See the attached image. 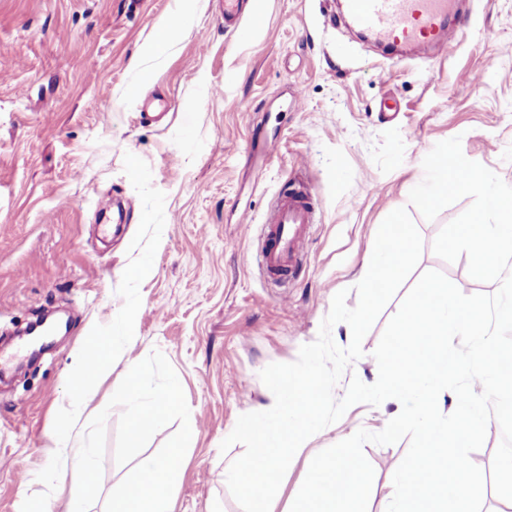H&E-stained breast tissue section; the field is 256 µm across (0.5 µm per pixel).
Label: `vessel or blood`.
I'll return each mask as SVG.
<instances>
[{"instance_id":"b4317fda","label":"vessel or blood","mask_w":512,"mask_h":512,"mask_svg":"<svg viewBox=\"0 0 512 512\" xmlns=\"http://www.w3.org/2000/svg\"><path fill=\"white\" fill-rule=\"evenodd\" d=\"M462 0H344L350 25L375 45L402 55L410 51L446 52L461 36ZM167 112L163 97L145 99L139 119L156 123ZM315 222L310 194L288 189L280 193L263 226L257 259L273 281L294 277L304 258L309 230Z\"/></svg>"}]
</instances>
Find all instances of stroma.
I'll return each mask as SVG.
<instances>
[{"mask_svg":"<svg viewBox=\"0 0 512 512\" xmlns=\"http://www.w3.org/2000/svg\"><path fill=\"white\" fill-rule=\"evenodd\" d=\"M252 11L228 30L216 0H0V334L45 309L70 314L50 352L0 382V512L75 494L71 460L47 456L45 436L80 441L129 361L155 350L190 409L174 512H242L226 473L244 447L220 445L240 415L273 406L260 371L316 340L335 294L356 306L384 218L407 208L423 250L349 374L377 380L373 352L419 273L470 280L467 257L432 250L470 198L428 220L409 193L424 178L418 141L455 136L512 185V0H471L463 38L428 60L383 58L351 36L336 0H254ZM172 16L179 29L159 43ZM151 93L169 103L158 125L137 118ZM386 99L395 111H382ZM297 182L319 219L301 275L276 283L252 260L253 233ZM116 197L131 210L108 234L99 215ZM470 282L474 294L498 288ZM97 343L108 365L73 407L76 358ZM401 409L357 404L305 441L274 512H290L316 453ZM120 414L106 422L103 497L130 471L114 459ZM408 445L365 446L368 512H386ZM103 497L90 512H104Z\"/></svg>","mask_w":512,"mask_h":512,"instance_id":"1","label":"stroma"}]
</instances>
